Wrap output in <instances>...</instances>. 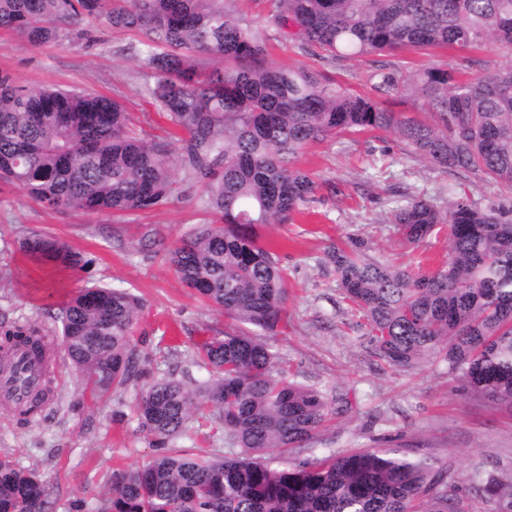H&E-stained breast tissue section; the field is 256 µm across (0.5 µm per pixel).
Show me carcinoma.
Here are the masks:
<instances>
[{
    "instance_id": "obj_1",
    "label": "carcinoma",
    "mask_w": 512,
    "mask_h": 512,
    "mask_svg": "<svg viewBox=\"0 0 512 512\" xmlns=\"http://www.w3.org/2000/svg\"><path fill=\"white\" fill-rule=\"evenodd\" d=\"M289 38L326 61L372 53L483 43L512 52V0H271ZM134 32L131 52L153 71L145 93L183 136L145 141L123 105L86 91L29 89L0 76V180L56 212L131 214L166 203L175 174L201 183L209 218L169 260L186 287L211 306L255 327L195 347L210 377L197 387L174 377L145 387L139 426L164 448L204 407L224 423L229 452L218 459L175 451L112 476V497L97 512H466L456 489L424 459L375 448L274 468L260 453L302 449L330 411L319 390L274 376L278 357L265 336L288 323V289L258 227L286 224L318 185L297 165L328 137L360 131L397 134L430 163L512 187V66L475 82L440 67L368 74L380 89L413 86L433 123L381 106L328 75L269 61L266 38L225 0H0V29L39 46L83 22ZM224 61L206 72L201 57ZM405 240L418 243L448 225V266L431 274L366 258L363 239L329 258L338 285L366 318L378 354L409 367L441 353L474 392L512 409V209L460 196L440 207L420 195L393 209ZM22 248L55 267L82 268L83 256L52 237ZM143 308L125 289H82L60 310L53 345L93 397L125 385L147 360L133 329ZM41 356L47 338L15 326L0 336L7 353ZM52 389L19 410L30 421ZM482 492L512 508V481L490 474ZM46 484L0 456V512H47Z\"/></svg>"
}]
</instances>
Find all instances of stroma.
<instances>
[{
    "label": "stroma",
    "instance_id": "stroma-1",
    "mask_svg": "<svg viewBox=\"0 0 512 512\" xmlns=\"http://www.w3.org/2000/svg\"><path fill=\"white\" fill-rule=\"evenodd\" d=\"M269 4L232 0L230 8L265 32L271 61L319 70L426 123L433 117L422 95L374 89L365 80L370 66L408 71L442 66L474 80L512 64V52L489 43L465 56L452 49L404 50L327 62L281 33ZM92 37L89 43L63 38L33 47L0 30V73L27 87L88 90L118 100L143 138L166 136L170 126L143 90L151 73L128 51L134 35L99 23ZM298 164L318 184L309 204L313 217L267 225L261 236L288 274L290 319L270 342L288 378L322 390L331 404L311 443L315 456L328 448L340 454L396 448L445 475L470 512H502V502L480 485L490 474L512 480V410L473 394L460 375L449 372L443 356L409 368L380 357L367 320L343 298L327 253L359 237L368 242L371 260L415 274L445 268L447 229L408 243L391 222L398 201L423 193L443 204L456 191L484 205L510 206L512 187L434 166L391 133L331 138L305 151ZM203 196L200 183L180 175L169 203L152 211L58 213L0 182V328L25 325L50 335L63 301L95 284L127 289L144 304L134 334L149 360L126 386L91 400L61 359L54 372L55 399L34 422L20 424L0 407V455L41 476L50 493L49 512L103 505L112 494L113 472L143 466L158 455L134 415L136 397L170 375L192 386L206 380L207 369L189 362L195 345L242 328L186 288L165 258L168 248L205 220ZM36 235L66 242L84 256L85 267L51 272L20 248L23 239ZM174 445L197 457L223 456L224 428L211 416L193 417L189 436Z\"/></svg>",
    "mask_w": 512,
    "mask_h": 512
}]
</instances>
